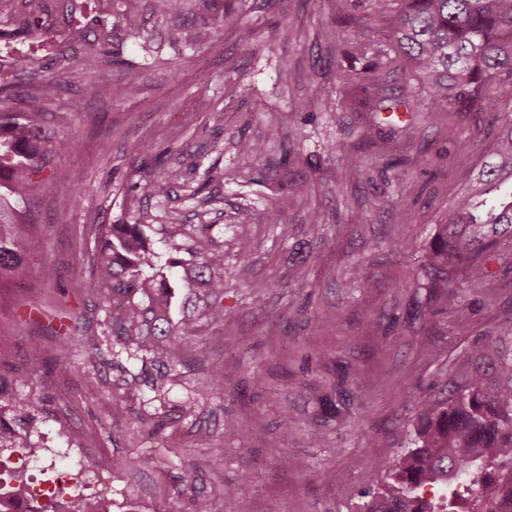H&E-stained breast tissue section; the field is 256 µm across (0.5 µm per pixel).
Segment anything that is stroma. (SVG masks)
Here are the masks:
<instances>
[{"mask_svg": "<svg viewBox=\"0 0 512 512\" xmlns=\"http://www.w3.org/2000/svg\"><path fill=\"white\" fill-rule=\"evenodd\" d=\"M46 5L8 0L0 23V81L17 88L0 110L40 112L55 137L78 142L50 162L71 181L48 182L25 206L37 251L0 280V381L42 402L30 447L50 445L90 475L108 464L97 491L112 512H191L196 494L216 512H360L367 466L409 447L421 403L447 389L476 339L512 324V270L498 261L483 287L461 289L464 323L437 310L419 268L462 190L457 170L481 166L493 144L492 113L442 111L405 73L392 14L369 0H188L175 20L161 0H138L134 42L120 0ZM227 7L238 27L221 26ZM37 17L50 35L31 34ZM274 24L288 35L270 44ZM203 27L213 37L199 45ZM105 28L138 73L134 93L122 91V66L85 53ZM379 92L406 100L408 119L368 111ZM243 140L261 154L242 152ZM133 141L150 152L131 153ZM157 165L182 179L156 186ZM286 194L293 205L270 223ZM137 219L159 262L186 257L201 229L224 251L227 317L201 323L206 357L186 352L160 396L140 361L112 347L90 266L91 225ZM245 240L259 247L244 264ZM425 339L440 357L425 356ZM65 348L74 368L63 376ZM215 368L220 395L206 392ZM286 411L297 428L283 450L304 471L280 467L267 445Z\"/></svg>", "mask_w": 512, "mask_h": 512, "instance_id": "obj_1", "label": "stroma"}]
</instances>
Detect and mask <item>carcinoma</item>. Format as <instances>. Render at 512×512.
Instances as JSON below:
<instances>
[{
  "mask_svg": "<svg viewBox=\"0 0 512 512\" xmlns=\"http://www.w3.org/2000/svg\"><path fill=\"white\" fill-rule=\"evenodd\" d=\"M402 2L390 38L445 111L462 104L493 112L501 97H512V0ZM51 141L57 150L76 147L71 138L52 139L31 112H0V188L16 203L67 178L47 169L44 145ZM458 179L464 191L436 227L423 269L441 309L465 321L469 309L458 288L486 283L500 240L512 239V117L503 120L481 168ZM19 223L18 209L0 201V278L25 261ZM189 255L165 271L140 221L95 225L92 267L112 308V336L127 356L156 370L150 383L157 393L167 382L163 366L182 362L198 323H224V251L197 235ZM468 360L448 395L422 407L412 447L365 472L368 500L360 512H472L473 500L490 487L483 512H512V473H496L512 465V330L475 342ZM294 429L284 417L269 447H284Z\"/></svg>",
  "mask_w": 512,
  "mask_h": 512,
  "instance_id": "1",
  "label": "carcinoma"
}]
</instances>
